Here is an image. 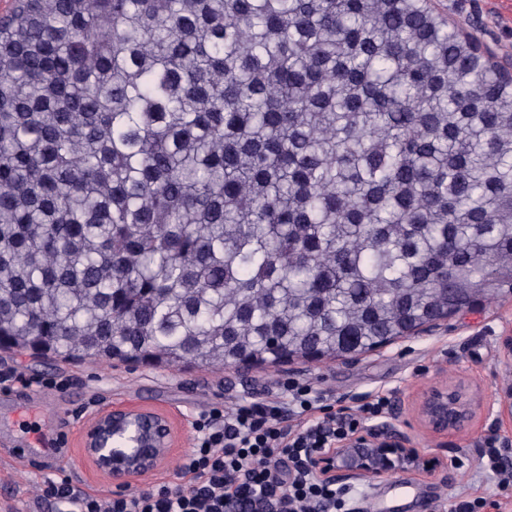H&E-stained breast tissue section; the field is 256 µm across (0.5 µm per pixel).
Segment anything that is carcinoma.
<instances>
[{
	"label": "carcinoma",
	"instance_id": "obj_1",
	"mask_svg": "<svg viewBox=\"0 0 512 512\" xmlns=\"http://www.w3.org/2000/svg\"><path fill=\"white\" fill-rule=\"evenodd\" d=\"M512 295V74L428 0H14L0 347L329 358Z\"/></svg>",
	"mask_w": 512,
	"mask_h": 512
}]
</instances>
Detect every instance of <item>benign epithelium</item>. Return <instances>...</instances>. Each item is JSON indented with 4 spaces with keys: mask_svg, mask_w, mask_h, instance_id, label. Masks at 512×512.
Here are the masks:
<instances>
[{
    "mask_svg": "<svg viewBox=\"0 0 512 512\" xmlns=\"http://www.w3.org/2000/svg\"><path fill=\"white\" fill-rule=\"evenodd\" d=\"M482 401L464 381L437 379L422 389L413 409L416 425L392 420L365 428L347 440L323 448L313 457L312 473L324 482L339 483L384 478L413 462L412 470L432 476L441 461L419 453L414 427L435 437L460 430L481 410ZM495 423L512 424V388L496 411ZM178 426L168 413L133 405L97 412L88 422L82 454L94 473L120 491L163 470L175 450Z\"/></svg>",
    "mask_w": 512,
    "mask_h": 512,
    "instance_id": "obj_1",
    "label": "benign epithelium"
}]
</instances>
